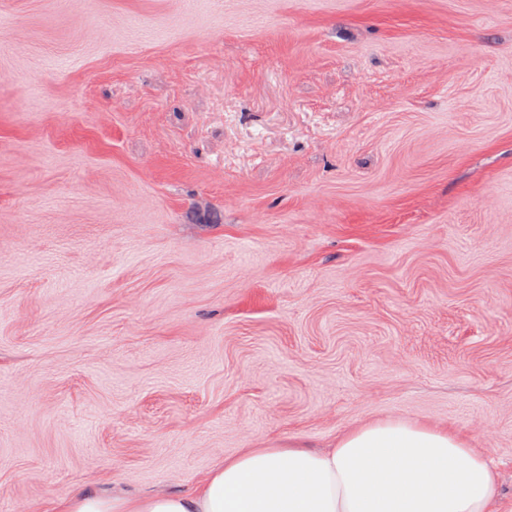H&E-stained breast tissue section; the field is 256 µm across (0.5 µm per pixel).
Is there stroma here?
I'll use <instances>...</instances> for the list:
<instances>
[{
	"label": "stroma",
	"mask_w": 512,
	"mask_h": 512,
	"mask_svg": "<svg viewBox=\"0 0 512 512\" xmlns=\"http://www.w3.org/2000/svg\"><path fill=\"white\" fill-rule=\"evenodd\" d=\"M385 418L512 512V0H0V512Z\"/></svg>",
	"instance_id": "35a3bbf8"
}]
</instances>
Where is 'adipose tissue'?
I'll return each mask as SVG.
<instances>
[{
  "label": "adipose tissue",
  "mask_w": 512,
  "mask_h": 512,
  "mask_svg": "<svg viewBox=\"0 0 512 512\" xmlns=\"http://www.w3.org/2000/svg\"><path fill=\"white\" fill-rule=\"evenodd\" d=\"M496 469L456 433L391 418L335 448H249L187 495L75 496L62 512H493Z\"/></svg>",
  "instance_id": "obj_1"
}]
</instances>
